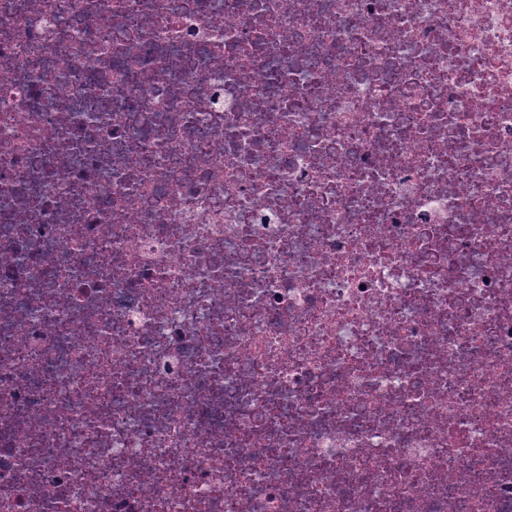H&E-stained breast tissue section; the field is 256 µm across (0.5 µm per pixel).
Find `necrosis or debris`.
<instances>
[{
	"instance_id": "obj_1",
	"label": "necrosis or debris",
	"mask_w": 512,
	"mask_h": 512,
	"mask_svg": "<svg viewBox=\"0 0 512 512\" xmlns=\"http://www.w3.org/2000/svg\"><path fill=\"white\" fill-rule=\"evenodd\" d=\"M0 512H512V0H0Z\"/></svg>"
}]
</instances>
